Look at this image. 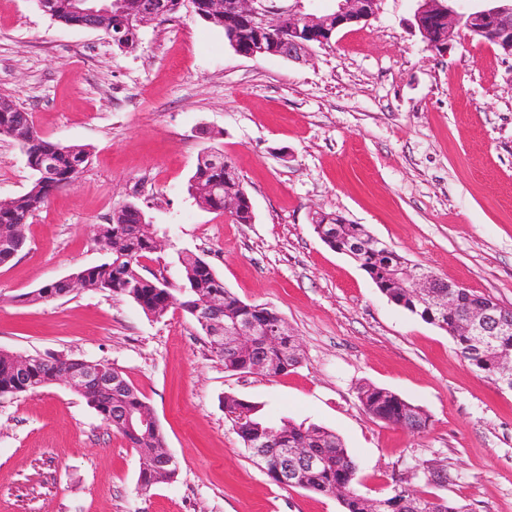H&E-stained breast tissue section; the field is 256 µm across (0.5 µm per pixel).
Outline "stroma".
<instances>
[{
	"mask_svg": "<svg viewBox=\"0 0 512 512\" xmlns=\"http://www.w3.org/2000/svg\"><path fill=\"white\" fill-rule=\"evenodd\" d=\"M415 6L383 0L376 18L295 62L240 56L186 9L122 52L36 0H0V98L30 112L42 136L91 152L0 265V349L121 368L179 463L174 480L141 495L137 453L77 392L55 383L0 397V512H343L336 496L270 480L224 411L228 394L271 423L335 431L368 496L424 464L447 469L438 495L469 512H512V391L312 226L318 211L343 216L411 263L512 306V56L475 39L431 51L412 26ZM214 151L233 162L252 223L189 196L198 157ZM33 178L1 136L0 199ZM127 203L166 234L143 276L181 287L179 253L199 255L242 301L279 312L299 338V365L277 377L227 371L177 305L155 318L105 292L34 300L106 261L94 227ZM363 384L422 407L427 430L368 415Z\"/></svg>",
	"mask_w": 512,
	"mask_h": 512,
	"instance_id": "1",
	"label": "stroma"
}]
</instances>
